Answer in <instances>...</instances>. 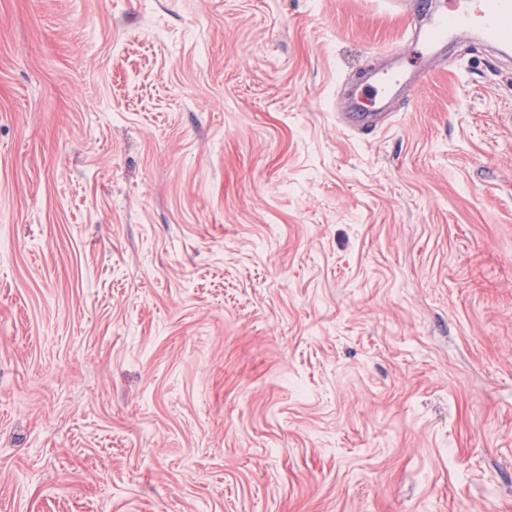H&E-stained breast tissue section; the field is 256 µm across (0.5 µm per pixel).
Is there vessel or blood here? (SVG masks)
Returning a JSON list of instances; mask_svg holds the SVG:
<instances>
[{
  "label": "vessel or blood",
  "instance_id": "1",
  "mask_svg": "<svg viewBox=\"0 0 512 512\" xmlns=\"http://www.w3.org/2000/svg\"><path fill=\"white\" fill-rule=\"evenodd\" d=\"M474 35L503 52L512 50V0H474L471 9L450 7L433 11L432 0H413L404 39L421 43L435 51L450 37ZM422 75L396 67L377 76L375 84L381 97L394 94L403 84L422 82Z\"/></svg>",
  "mask_w": 512,
  "mask_h": 512
}]
</instances>
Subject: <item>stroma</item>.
Masks as SVG:
<instances>
[{"instance_id":"obj_1","label":"stroma","mask_w":512,"mask_h":512,"mask_svg":"<svg viewBox=\"0 0 512 512\" xmlns=\"http://www.w3.org/2000/svg\"><path fill=\"white\" fill-rule=\"evenodd\" d=\"M398 2L0 0V512H512V57ZM426 78V74H416L409 72L399 65L388 72L377 76L375 84L380 94V100L383 101L390 95L396 93V88L402 84H418Z\"/></svg>"}]
</instances>
